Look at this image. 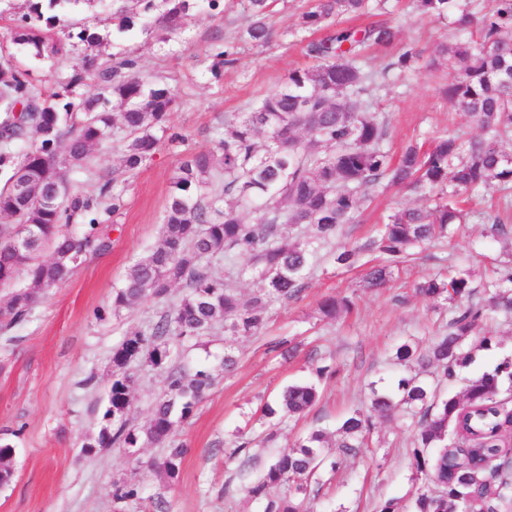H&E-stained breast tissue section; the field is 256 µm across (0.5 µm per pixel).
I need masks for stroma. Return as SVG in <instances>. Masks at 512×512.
<instances>
[{"instance_id":"1","label":"stroma","mask_w":512,"mask_h":512,"mask_svg":"<svg viewBox=\"0 0 512 512\" xmlns=\"http://www.w3.org/2000/svg\"><path fill=\"white\" fill-rule=\"evenodd\" d=\"M383 3V17L397 32L391 54L409 47L419 54L410 70L372 85L366 96L371 111L388 117L385 149L395 155L409 142L426 145L444 133L465 140L479 136L476 125L443 94L448 70L438 46L451 37V22L418 15L410 0ZM306 4L275 0L271 42L238 43L235 66L218 81L208 67L241 25L240 7L212 11L203 2L167 42L138 28L121 33L99 23V0H76L61 12L60 33L97 28L104 37L103 53L136 56L142 75L167 82L176 103L154 154L137 170L122 172V142L115 136L71 171L79 193L99 195L108 182L121 196L120 209L101 226L107 247L89 254L68 280L49 289L23 322L0 333V437L15 448L14 477L0 486V512H154L152 498L159 494L167 501V512H262L239 473L240 458L234 453L239 429L259 435L265 405L275 404L282 387L298 381L317 383L320 398L307 414L278 426L277 446L292 447L314 429H336L348 412L368 401L372 388L396 390L404 373L392 360L399 345L427 344L446 325L451 304L417 295V281L463 273L475 289V301L483 303L493 270L512 260L507 255L512 236L492 235L486 219L493 208L512 215V206H505L497 188L489 186L474 194L465 223L455 225L447 239L416 249L385 286L367 287L361 267L335 263L336 246L365 242L394 210L431 203L430 197L407 188L379 186L343 226L335 245L324 246L313 258L300 296L270 303L259 333L237 337L229 345L218 327L186 349L185 362L215 371L216 380L177 429L175 440L186 444L187 451L172 488L163 489L158 472L146 465L161 455V448L85 453L84 443L99 431L112 384L113 348L157 320L183 288L173 286L167 299L147 298L119 311L112 308V294L130 266L160 244L171 182L183 157L212 147L225 123L278 89L290 72L310 66L305 46L316 34H296ZM83 52L82 43L66 37L62 55L36 58L21 49L15 55L34 85L54 88L69 80ZM336 295L352 301V312L323 317L320 302ZM473 334L495 342L458 370L448 383L452 391L512 359V316L486 313ZM284 339L291 348L286 356L276 348ZM228 348L236 365L224 373L218 365ZM132 372L128 420L141 429L164 390L166 374L142 360L133 363ZM89 376L95 379L90 386L84 383ZM417 419L414 413L374 419L368 446L357 454L341 458L327 449L328 460L338 461L339 469L321 474L311 512H376L378 503L389 498L408 502L418 482L413 467ZM118 485L137 486L139 499L114 501Z\"/></svg>"}]
</instances>
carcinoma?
Returning <instances> with one entry per match:
<instances>
[{
  "label": "carcinoma",
  "instance_id": "1",
  "mask_svg": "<svg viewBox=\"0 0 512 512\" xmlns=\"http://www.w3.org/2000/svg\"><path fill=\"white\" fill-rule=\"evenodd\" d=\"M272 0H240L244 23L239 38L263 44L272 37L268 18ZM198 7V0H119L113 5L112 25L124 33L139 26L161 35L180 30ZM453 0H416L421 15L448 17ZM371 0H311L301 28L317 30L342 15H362ZM58 16L47 15L40 0L21 17L13 43L36 57L57 54L54 41ZM458 31L439 53L454 72L445 88L448 100L466 112L482 130L467 142L456 136L434 138L428 148L417 142L404 146L394 159L383 148L388 122L367 111L368 86L411 65L415 52L407 49L375 66L365 60L369 46L389 48L396 32L383 20L362 29L336 27L306 45L315 60L296 70L284 84L259 103L224 125V134L208 149L190 153L173 178L162 218V243L131 266L112 295L114 309H128L152 297L166 298L172 286L185 292L158 320L137 330L112 351L113 378L104 424L87 448L118 445L139 448L170 443L165 455L150 462L166 487L178 479L186 447L172 443L174 428L189 419L214 382L213 372L192 369L174 355L171 339L198 341L221 324L224 335L241 336L260 330L271 302L300 295L310 260L319 244L335 238L372 188L387 182L425 191L434 201L429 209H402L387 218L369 243L340 252L336 261L351 265L358 255L376 249L392 261L425 242L447 237L452 224L465 221L457 199L478 188L496 184L512 191V157L503 149L512 140V0H489V9L476 17L465 5L452 21ZM77 38L86 54L77 69L95 72L101 83L96 97L62 102L65 94L38 90L16 63L0 49V215L13 220L0 226V287L25 276L29 286L11 293L0 307V331L24 320L39 294L66 281L88 253L106 247L99 234L103 223L98 202L73 191L63 168L86 162L92 149L118 129L125 133L123 168L138 169L154 153L158 138L175 104L173 90L149 84L141 76L137 57L100 54L103 38L84 26ZM236 62V43L210 66L216 78ZM263 133L265 144L255 137ZM33 138L36 145L15 152L17 142ZM29 192H16V182ZM255 221L246 222L241 212ZM307 224L313 235L293 237L284 226ZM49 249L51 259L38 254ZM247 257L243 272L260 288L242 301L233 288L209 271L217 255ZM390 266L376 264L365 273L368 287L384 285ZM420 294L456 305L448 330L427 347L403 343L395 363L435 367L443 379L471 363L474 352L492 346L484 336L470 348L464 341L482 309L472 301L469 278L457 275L427 278L416 285ZM493 307L512 313V265L487 284ZM350 309L344 298L329 297L319 307L326 318ZM146 360L166 370V386L156 400L148 425L128 426L133 376L131 363ZM399 394L371 388L369 412L355 410L338 429L336 448L354 452L363 447L371 418H390L400 409L421 413L414 426L413 466L425 483L411 496V512H493L491 501L512 507V468L499 471L489 483L484 460L507 453L512 446V359L468 379L459 393L437 392L418 376L398 380ZM319 400L312 383L295 382L280 393L278 409L265 407V416L299 417ZM328 433L311 431L294 447L270 453L250 497L264 499V512H301L313 493L312 482L325 469L323 449ZM12 444L0 439V482L11 481ZM288 485V496L267 498V490Z\"/></svg>",
  "mask_w": 512,
  "mask_h": 512
}]
</instances>
